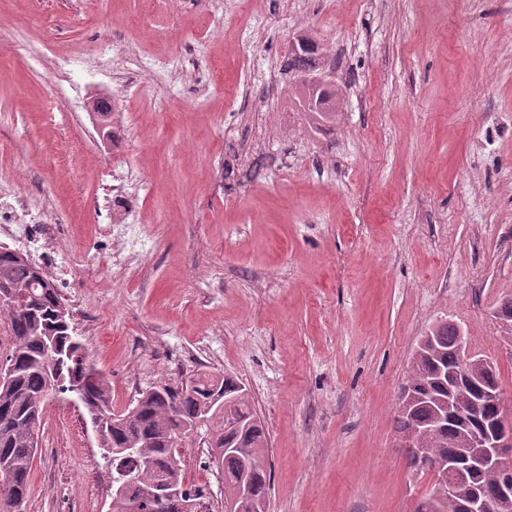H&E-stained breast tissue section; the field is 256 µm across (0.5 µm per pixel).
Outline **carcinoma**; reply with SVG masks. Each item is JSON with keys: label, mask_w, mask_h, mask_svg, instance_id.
Here are the masks:
<instances>
[{"label": "carcinoma", "mask_w": 512, "mask_h": 512, "mask_svg": "<svg viewBox=\"0 0 512 512\" xmlns=\"http://www.w3.org/2000/svg\"><path fill=\"white\" fill-rule=\"evenodd\" d=\"M328 56L313 49L299 48L288 53L284 73L303 76L325 68ZM307 111L333 115L337 109L336 86L303 83ZM19 250L0 245V288L22 292L17 303H0L7 314L12 346L7 364L11 381L0 386V472L7 470L12 483L0 487V508L16 512V500L26 499L35 456L36 432L40 425L45 392L49 380L57 374L64 385H76L88 417L101 413L108 417L100 447L112 467V473L129 470L136 474L137 485L126 496L112 499L111 512H128L134 499L146 500L145 512H181L180 500L169 498L161 504L147 496L162 485L184 486L180 466V435L202 418L211 422L209 437L216 443L211 455L224 473V501L232 500L242 480L249 481L257 499L270 491L267 470L268 433L254 410L245 385L229 374L201 372L181 388L163 386V392L149 389L117 418H112V397L107 382L97 375L95 364L75 337L71 314L58 317L61 302L58 289L28 258L17 257ZM503 332L512 335V295L505 296L497 310ZM467 337L447 321L434 324L422 337L412 357L407 380L401 388L406 401L399 407L393 424L404 440L407 466L420 472L415 459L424 448L436 468L448 466V460L464 450L470 429L449 418V408L475 406V416L490 424L504 414L490 402H482L486 390L500 389L495 367L484 359L474 363L470 383L457 386L448 374L465 353ZM224 392V412L205 409L206 400L216 391ZM501 475L488 469L480 473L477 484L462 482L451 495L433 492L424 499L426 512H460L459 504L474 489L495 493Z\"/></svg>", "instance_id": "cac0c4a2"}]
</instances>
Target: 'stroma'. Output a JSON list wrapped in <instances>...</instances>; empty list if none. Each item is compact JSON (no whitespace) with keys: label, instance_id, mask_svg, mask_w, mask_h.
<instances>
[{"label":"stroma","instance_id":"1","mask_svg":"<svg viewBox=\"0 0 512 512\" xmlns=\"http://www.w3.org/2000/svg\"><path fill=\"white\" fill-rule=\"evenodd\" d=\"M303 33L336 61L329 122L283 71ZM94 100L129 113L114 139ZM119 166L146 182L122 268L96 204ZM2 178L63 221L60 294L115 409L200 371L243 381L269 512H412L433 490L393 419L437 321L512 414V0H0ZM180 453L224 512L206 445ZM110 473L84 408L47 400L23 512H109Z\"/></svg>","mask_w":512,"mask_h":512}]
</instances>
